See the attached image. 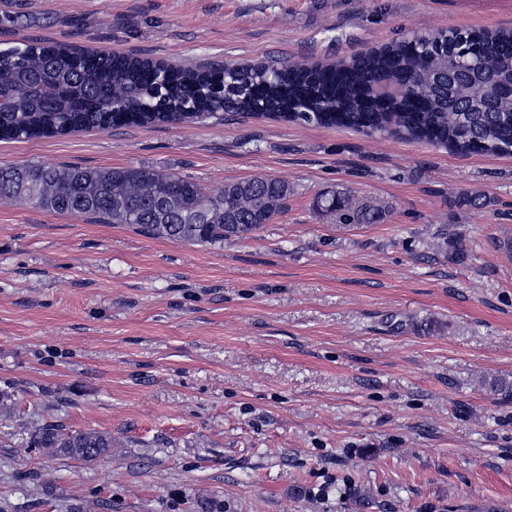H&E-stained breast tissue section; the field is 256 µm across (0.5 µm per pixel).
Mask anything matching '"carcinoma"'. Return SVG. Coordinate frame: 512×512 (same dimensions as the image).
Here are the masks:
<instances>
[{"label":"carcinoma","mask_w":512,"mask_h":512,"mask_svg":"<svg viewBox=\"0 0 512 512\" xmlns=\"http://www.w3.org/2000/svg\"><path fill=\"white\" fill-rule=\"evenodd\" d=\"M512 30H437L329 65L257 62L176 69L147 59L21 43L0 49V138L37 139L121 125H189L228 112L445 145L460 154H512ZM274 178L224 185L218 195L153 168L0 166V199L142 235L197 244L246 236L286 206ZM341 224H374L377 209L333 195ZM30 446L92 461L112 435L51 425Z\"/></svg>","instance_id":"1"}]
</instances>
